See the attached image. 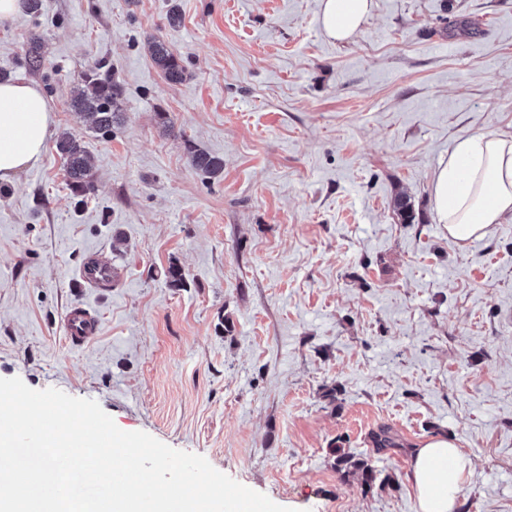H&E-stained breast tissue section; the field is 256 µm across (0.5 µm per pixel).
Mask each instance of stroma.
Here are the masks:
<instances>
[{
    "label": "stroma",
    "mask_w": 512,
    "mask_h": 512,
    "mask_svg": "<svg viewBox=\"0 0 512 512\" xmlns=\"http://www.w3.org/2000/svg\"><path fill=\"white\" fill-rule=\"evenodd\" d=\"M96 64L122 90L107 135L69 107ZM0 73L45 93L96 186L77 201L51 140L0 182V378L96 400L293 512H418L413 450L445 433L472 461L459 512H512V214L460 246L432 198L458 140L512 137V0H373L345 43L320 0H40L0 27ZM91 257L111 287L81 282ZM382 425L397 448L373 449ZM151 58L169 83H182L187 76L180 55L165 41L154 39L149 44ZM186 144L189 163L195 171L210 179L219 176L223 172L224 161L222 158L197 148L190 142ZM64 332L72 342H81L87 336L96 332L94 321L85 313L82 308L69 310L64 318ZM331 451L336 457V469L342 472L343 476L357 475L365 486H372L376 477L365 460L356 458L344 448H332Z\"/></svg>",
    "instance_id": "35a3bbf8"
}]
</instances>
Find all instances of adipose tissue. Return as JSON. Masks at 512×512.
I'll list each match as a JSON object with an SVG mask.
<instances>
[{
    "label": "adipose tissue",
    "instance_id": "obj_1",
    "mask_svg": "<svg viewBox=\"0 0 512 512\" xmlns=\"http://www.w3.org/2000/svg\"><path fill=\"white\" fill-rule=\"evenodd\" d=\"M372 0H320L322 28L332 40H351ZM51 106L34 83L0 84V181L34 165L48 137ZM438 223L456 244L484 236L489 225L512 213V138L483 132L456 143L433 182ZM471 460L454 438L437 434L415 449L412 480L420 512H456Z\"/></svg>",
    "mask_w": 512,
    "mask_h": 512
}]
</instances>
